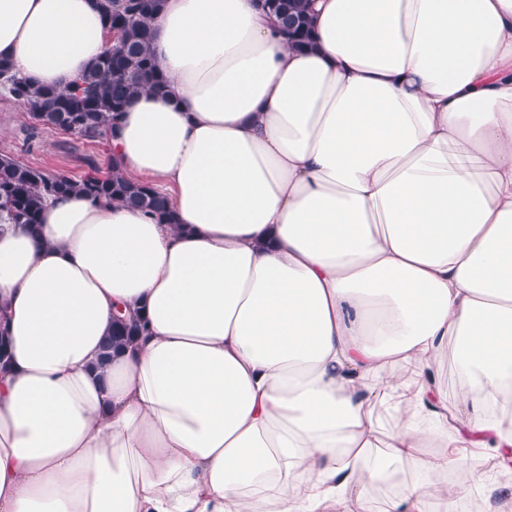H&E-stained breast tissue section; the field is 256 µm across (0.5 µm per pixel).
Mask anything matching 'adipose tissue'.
<instances>
[{"label": "adipose tissue", "instance_id": "1", "mask_svg": "<svg viewBox=\"0 0 512 512\" xmlns=\"http://www.w3.org/2000/svg\"><path fill=\"white\" fill-rule=\"evenodd\" d=\"M151 28L166 88L112 157L174 223L72 195L0 225V512H364L389 463L505 455L512 0H315L305 50L256 0H164ZM112 45L95 0H0L35 84ZM120 307L148 331L100 373ZM471 481L406 479L385 512H456ZM454 347L450 343L439 353L434 373L436 381L442 386L448 388V402L449 404H463L467 398L456 393L455 390V375H454Z\"/></svg>", "mask_w": 512, "mask_h": 512}]
</instances>
